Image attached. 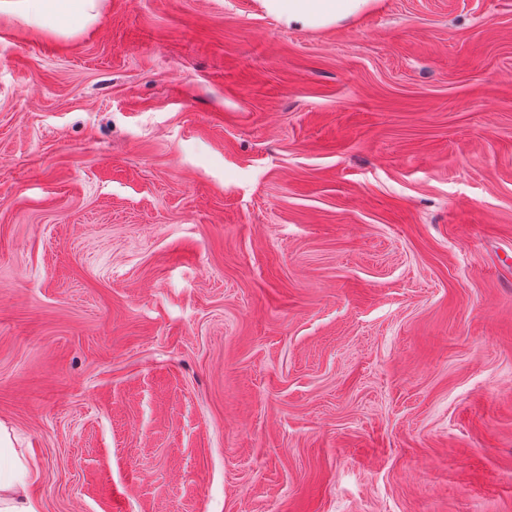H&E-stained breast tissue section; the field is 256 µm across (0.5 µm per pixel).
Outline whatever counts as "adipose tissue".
<instances>
[{"label":"adipose tissue","mask_w":512,"mask_h":512,"mask_svg":"<svg viewBox=\"0 0 512 512\" xmlns=\"http://www.w3.org/2000/svg\"><path fill=\"white\" fill-rule=\"evenodd\" d=\"M260 8L281 24L321 29L359 17L375 0H257ZM99 0H0V13H13L28 22L64 32L92 21ZM38 478L36 463L13 445L11 428L0 422V512H41L30 493Z\"/></svg>","instance_id":"obj_1"}]
</instances>
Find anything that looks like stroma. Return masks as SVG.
<instances>
[{"label": "stroma", "instance_id": "obj_1", "mask_svg": "<svg viewBox=\"0 0 512 512\" xmlns=\"http://www.w3.org/2000/svg\"><path fill=\"white\" fill-rule=\"evenodd\" d=\"M0 421L42 512H512V0L0 13ZM259 7L287 27L321 29L359 17L375 0H257Z\"/></svg>", "mask_w": 512, "mask_h": 512}]
</instances>
